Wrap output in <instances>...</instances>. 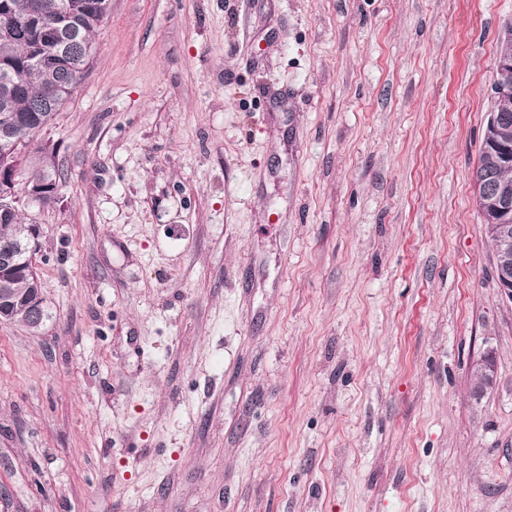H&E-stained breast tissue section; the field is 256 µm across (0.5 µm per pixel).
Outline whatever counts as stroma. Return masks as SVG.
Returning <instances> with one entry per match:
<instances>
[{"label":"stroma","mask_w":512,"mask_h":512,"mask_svg":"<svg viewBox=\"0 0 512 512\" xmlns=\"http://www.w3.org/2000/svg\"><path fill=\"white\" fill-rule=\"evenodd\" d=\"M512 0H112L0 323V512H512L473 171ZM495 388L470 393L485 347Z\"/></svg>","instance_id":"stroma-1"}]
</instances>
